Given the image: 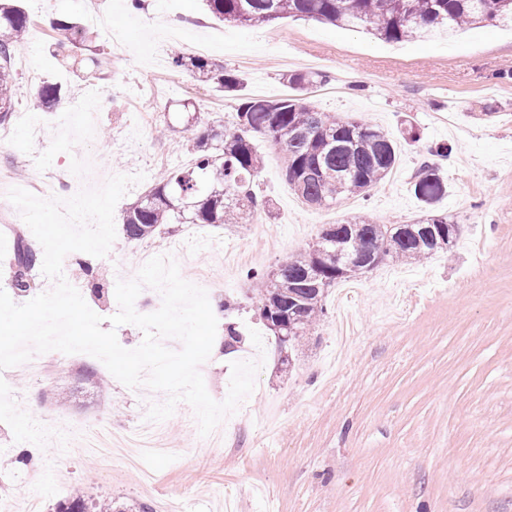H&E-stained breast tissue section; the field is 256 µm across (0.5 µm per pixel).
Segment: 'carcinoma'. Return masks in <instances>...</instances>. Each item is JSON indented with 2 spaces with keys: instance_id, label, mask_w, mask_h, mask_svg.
Instances as JSON below:
<instances>
[{
  "instance_id": "cac0c4a2",
  "label": "carcinoma",
  "mask_w": 512,
  "mask_h": 512,
  "mask_svg": "<svg viewBox=\"0 0 512 512\" xmlns=\"http://www.w3.org/2000/svg\"><path fill=\"white\" fill-rule=\"evenodd\" d=\"M210 15L236 26H264L283 19H312L361 29L378 39L400 42L432 31L453 33L466 25L494 22L512 27V0H205ZM30 19L17 4L0 2V123L12 111V59L24 42ZM57 38L53 53L73 67L77 59L70 45L83 37V29L66 19L52 22ZM177 71H189L213 80L224 92L234 93L243 83L202 56L172 55ZM318 72L284 77L292 93L285 98H245L237 103L236 121L224 134L211 133L203 112H192L186 127L187 149L194 154L189 168H171L129 207L123 231L131 241L151 237L162 224H251L266 203L253 189L262 168V155L253 138L261 136L282 155L288 186L305 202L325 206L346 196L365 195L385 179L396 163L390 135L363 118L340 119L319 112L306 101L313 88L327 82ZM60 99V88L42 85L35 97L38 109L49 111ZM415 197L427 208L446 193L437 170L420 169L412 185ZM332 240L318 234L308 249L289 256L271 275L248 271L259 286V315L271 320L281 349L292 353L325 316L329 289L366 272L355 265L336 266V247L379 261H421L456 245L460 225L432 215L410 224H377L367 218L330 225ZM15 288L27 291V273L43 262L30 243L16 242ZM56 512H131L124 506L102 505L73 494Z\"/></svg>"
}]
</instances>
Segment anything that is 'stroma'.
Returning <instances> with one entry per match:
<instances>
[{"label": "stroma", "mask_w": 512, "mask_h": 512, "mask_svg": "<svg viewBox=\"0 0 512 512\" xmlns=\"http://www.w3.org/2000/svg\"><path fill=\"white\" fill-rule=\"evenodd\" d=\"M96 2L112 31L89 23L87 0L21 2L30 26L13 61L12 118L0 124V201L40 178L50 196L68 198L117 174H143L115 207L122 224L158 174L193 163L177 104L193 102L218 131L235 119L218 84L172 67L170 51L191 54L198 40L209 41L208 59L244 77L241 97H286L284 76L317 60L349 83L341 97L310 96L313 107L395 135L408 125L419 139H400L392 173L350 210L305 203L285 182L278 150L258 139L255 191L270 214L198 226L178 263L186 281L204 279L218 324L234 323L243 337L233 351L216 336L203 374L209 395L226 398L230 365L244 354L263 362L254 391L223 423L227 443L200 436L184 402L150 425L147 408L166 393L129 388L95 358L44 354V372L0 388V512H26L31 496L53 512L76 490L151 512H225L228 500L235 512H512V30L486 22L387 43L315 20L227 25L202 0H144L140 10ZM61 18L86 31L73 55L103 63L91 83L52 54L51 23ZM45 83L77 87L66 104L94 100L90 128L63 137L64 112L33 110ZM166 123L172 132L157 137ZM442 143L452 154L430 156ZM426 161L447 187L436 214L461 227L452 254L387 260L339 282L326 316L282 364L247 271H273L344 219L424 217L411 186ZM142 247L120 233L105 257L72 252L63 268H94V279L70 283L107 318L118 310L117 280L137 276ZM14 250V241L0 243V288L21 305L53 283L36 270L29 291L15 290Z\"/></svg>", "instance_id": "35a3bbf8"}]
</instances>
